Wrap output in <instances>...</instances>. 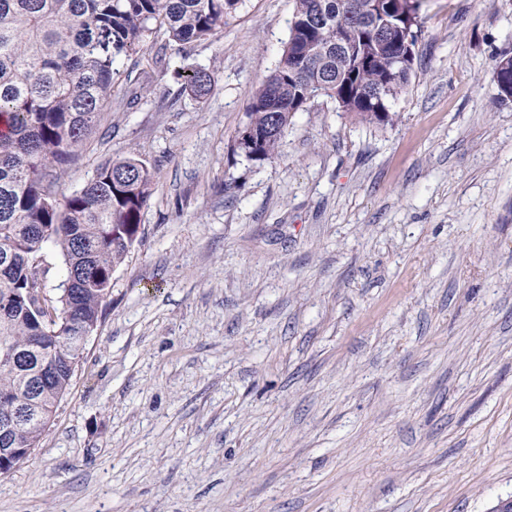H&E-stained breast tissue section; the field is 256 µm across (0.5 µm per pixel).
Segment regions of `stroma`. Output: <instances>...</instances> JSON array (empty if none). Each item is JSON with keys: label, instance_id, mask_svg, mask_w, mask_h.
Segmentation results:
<instances>
[{"label": "stroma", "instance_id": "stroma-1", "mask_svg": "<svg viewBox=\"0 0 512 512\" xmlns=\"http://www.w3.org/2000/svg\"><path fill=\"white\" fill-rule=\"evenodd\" d=\"M384 125L320 95L272 159L240 153L294 0L117 64L59 180L138 151L140 243L112 277L0 512H494L512 499V0H417ZM212 79L204 99L183 72Z\"/></svg>", "mask_w": 512, "mask_h": 512}]
</instances>
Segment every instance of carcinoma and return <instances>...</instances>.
Instances as JSON below:
<instances>
[{
    "label": "carcinoma",
    "mask_w": 512,
    "mask_h": 512,
    "mask_svg": "<svg viewBox=\"0 0 512 512\" xmlns=\"http://www.w3.org/2000/svg\"><path fill=\"white\" fill-rule=\"evenodd\" d=\"M287 45L252 97L247 125L262 133L263 162L277 154L295 113L320 93L361 122L385 124L412 66L399 63L408 37L394 0H294ZM242 0H0V422L13 421L0 448L38 447L81 358L78 336L98 322L112 275L139 239L153 172L140 154L105 164L78 192L58 196L51 172L72 161L112 96L116 64L162 34L176 53L224 29ZM512 92V56L494 67ZM209 75H186L197 98ZM52 247L69 291L51 301L61 330L41 331L37 259ZM58 368L38 394L23 380Z\"/></svg>",
    "instance_id": "1"
}]
</instances>
